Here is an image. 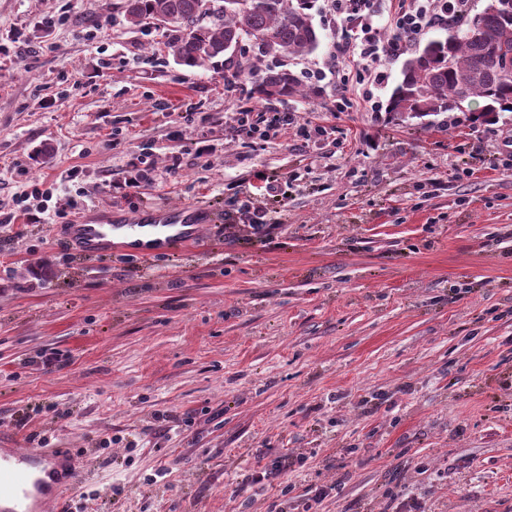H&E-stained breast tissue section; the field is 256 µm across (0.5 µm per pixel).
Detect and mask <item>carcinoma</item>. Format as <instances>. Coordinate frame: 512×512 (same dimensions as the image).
<instances>
[{
    "mask_svg": "<svg viewBox=\"0 0 512 512\" xmlns=\"http://www.w3.org/2000/svg\"><path fill=\"white\" fill-rule=\"evenodd\" d=\"M314 0H122L127 22L145 28L167 25V45L181 65L194 68L221 62L237 77L256 75L260 99L317 94L304 90L283 66L260 69L228 48L250 45L261 56L304 57L315 53L321 36L310 13ZM475 98L485 101L479 118L512 112V0H488L482 12L448 27L443 39L427 41L404 64L389 111L397 117L465 112Z\"/></svg>",
    "mask_w": 512,
    "mask_h": 512,
    "instance_id": "1",
    "label": "carcinoma"
}]
</instances>
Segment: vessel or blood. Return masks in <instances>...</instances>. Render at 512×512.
Segmentation results:
<instances>
[{
    "label": "vessel or blood",
    "mask_w": 512,
    "mask_h": 512,
    "mask_svg": "<svg viewBox=\"0 0 512 512\" xmlns=\"http://www.w3.org/2000/svg\"><path fill=\"white\" fill-rule=\"evenodd\" d=\"M216 221V214L202 205H153L129 219L68 225L66 239L75 254L86 258L112 253L148 258L198 242L203 225ZM61 470L70 487L85 475L81 459L70 454L50 449L0 452V500L10 502L0 512H45L49 500L62 496L61 489L49 483L50 476Z\"/></svg>",
    "instance_id": "vessel-or-blood-1"
}]
</instances>
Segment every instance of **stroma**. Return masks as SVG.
<instances>
[{
    "label": "stroma",
    "mask_w": 512,
    "mask_h": 512,
    "mask_svg": "<svg viewBox=\"0 0 512 512\" xmlns=\"http://www.w3.org/2000/svg\"><path fill=\"white\" fill-rule=\"evenodd\" d=\"M120 2L0 0V214L37 178L48 218L0 224V448L82 456L66 512H512V112L392 118L401 57L371 111L326 0L292 68L347 81L288 100L177 65ZM190 203L222 220L173 254L54 233Z\"/></svg>",
    "instance_id": "35a3bbf8"
}]
</instances>
